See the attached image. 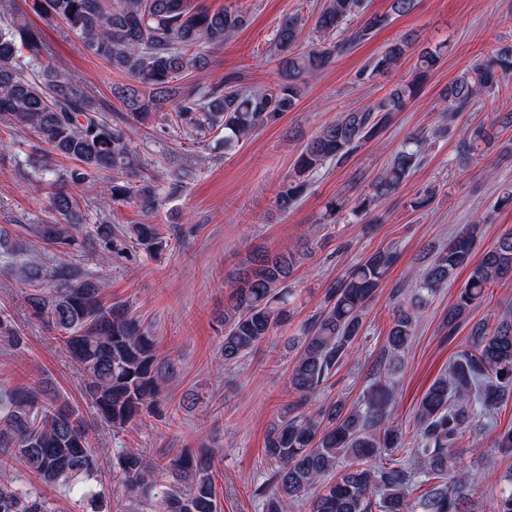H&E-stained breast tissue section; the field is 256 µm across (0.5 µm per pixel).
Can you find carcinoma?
Segmentation results:
<instances>
[{"label": "carcinoma", "instance_id": "carcinoma-1", "mask_svg": "<svg viewBox=\"0 0 512 512\" xmlns=\"http://www.w3.org/2000/svg\"><path fill=\"white\" fill-rule=\"evenodd\" d=\"M30 9L45 24L62 23L80 47L130 79L114 91L123 115L111 119L81 82L66 75L51 52L42 26L19 16L16 0H0V117L21 133L29 150L9 156L25 178L48 190L52 217L25 224L12 235L0 228L3 268L26 288L29 314L44 322L62 341L68 356L83 370L86 398L96 417L115 431L155 413L166 401L165 385L175 365L160 351L150 326L127 305H105L104 279L70 262L47 264L28 255L37 239L57 253L90 247L121 256L131 249L154 254L168 245L160 224H89L79 196L103 175L112 201L131 203L150 216L163 205L160 184L134 152L144 129H178L200 143L224 133V150L246 141L260 127L291 111L308 79L327 68L336 55L381 27L387 17L364 11V0H325L316 15L315 41L296 52L302 18L285 16L272 47L279 57L281 81L255 90L235 77L212 86L182 82L205 67L202 46L221 47L247 20L235 10L210 11L190 0H33ZM357 17L349 37L333 40L342 25ZM406 37L374 58L359 78L370 80L398 67L413 48ZM442 55V46L417 55L410 79L396 84L368 109L348 110L308 139L274 205L286 214L299 203L311 177L328 162L346 161L361 145L385 133L403 111ZM512 77V45L461 73L442 97V112L453 120L485 92ZM498 118L480 124L459 146L467 162L478 148L493 147ZM428 138L411 137L371 182L354 212L365 219L419 167ZM64 159L59 167L50 156ZM481 227L467 224L412 273L413 287L397 290L399 305L389 330L385 358L394 361L408 348L431 300L464 266L472 270L442 319L446 335L455 334L470 309L489 289L512 279V232L501 235L471 265ZM303 253L253 255L232 284L224 309V362L233 365L255 351L273 332L291 322L292 278ZM396 256L373 253L350 267L327 288L324 303L301 326L299 349L288 375L295 400L268 431L265 482L256 490L263 512H290L300 501L307 512H465L480 480L453 464V450L466 441L479 421L494 417L498 404L512 396V320L495 325L479 321L469 341L420 399L414 415V447L406 448L402 427L391 421L394 393L382 367L356 405H307L325 391L329 380L362 334L365 311ZM0 342L12 352L25 350V337L10 314L0 311ZM19 464L44 486L78 491L82 510L104 512L105 489L97 488L98 458L88 440L82 414L44 382L16 386L0 382V512H52L41 493L11 477ZM213 454L181 448L153 458L138 451L117 453L113 470L131 512L147 505L153 512H221L213 481Z\"/></svg>", "mask_w": 512, "mask_h": 512}]
</instances>
